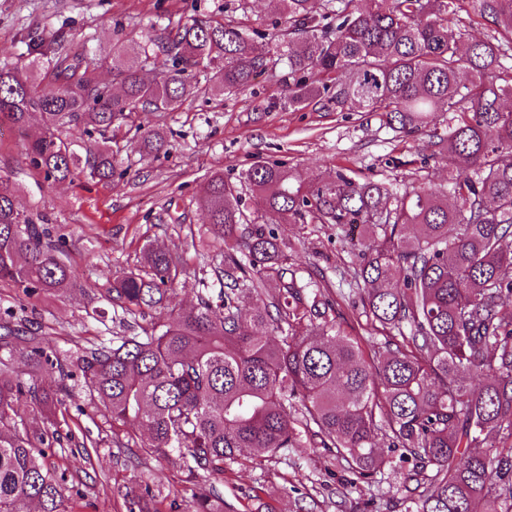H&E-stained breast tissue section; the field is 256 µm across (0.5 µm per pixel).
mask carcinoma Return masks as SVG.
Instances as JSON below:
<instances>
[{"label":"carcinoma","mask_w":512,"mask_h":512,"mask_svg":"<svg viewBox=\"0 0 512 512\" xmlns=\"http://www.w3.org/2000/svg\"><path fill=\"white\" fill-rule=\"evenodd\" d=\"M288 19L253 34L198 17L166 28L126 59L122 39L100 61L98 81L84 53L63 38L36 48L28 68H0V124L42 132L25 156L44 178L107 181L116 170L110 132L134 131L148 154L163 132L133 116L167 112L199 93L191 80L211 68L212 91H243L268 69L288 66V105L323 96L380 112L399 138L426 131V148L448 166V187L397 188L345 172L307 184L279 162H260L243 179L257 204L282 224L361 226L351 286L374 336H349L333 302L298 276L292 244L246 220L242 194L216 171L200 206L207 231L224 244L218 292L203 288L161 324L114 335L78 355L94 405L112 426L148 431L142 448L172 461L194 482L188 512H224V483L211 479L245 448L276 458L321 448L345 464L347 483H370L382 465L383 434L398 462L426 480L417 512L512 510V42L466 36L453 0H269ZM482 14L512 33V0H480ZM52 54L51 83L33 72ZM160 67L146 81L144 67ZM322 75V85L307 81ZM448 113L440 130L433 114ZM79 130L75 137L73 130ZM410 224L420 233L408 236ZM181 257L148 247L142 266L108 289L113 311L130 317L164 305ZM0 281L60 295L76 286L61 241L19 210L0 176ZM0 343L22 345V376L0 365V512H66L65 476L46 464L60 443L66 400L43 378L63 372L45 340L4 327ZM26 402L49 427L31 430ZM498 448L494 456L473 448ZM129 512H150V485L125 493Z\"/></svg>","instance_id":"carcinoma-1"}]
</instances>
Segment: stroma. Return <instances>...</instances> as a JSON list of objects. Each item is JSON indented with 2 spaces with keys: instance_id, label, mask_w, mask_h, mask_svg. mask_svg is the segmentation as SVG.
Returning a JSON list of instances; mask_svg holds the SVG:
<instances>
[{
  "instance_id": "35a3bbf8",
  "label": "stroma",
  "mask_w": 512,
  "mask_h": 512,
  "mask_svg": "<svg viewBox=\"0 0 512 512\" xmlns=\"http://www.w3.org/2000/svg\"><path fill=\"white\" fill-rule=\"evenodd\" d=\"M196 16L231 20L248 31L271 30L275 20L269 0H0V67H24L33 34L47 45L67 37L95 63L111 56L120 33L133 60L145 40ZM287 72L279 65L258 75L247 90L225 96L211 91L209 73H199L196 97L175 111L147 115L151 126L166 131L168 152L142 155L132 134L113 133L120 173L108 182L44 181L26 160L22 138L1 126L0 175L14 183L20 210L64 237L78 286L59 296L29 294L2 281L0 313L13 311L67 363L86 346L111 338L117 325L105 292L116 275L138 266L146 247L183 257L169 307L192 303L201 286L217 287L214 270L222 245L205 234V213L196 204L216 170L236 181L255 162L266 160L285 163L308 182L342 169L397 185L445 182V165L426 156V135L395 138L380 113L332 102L287 107ZM246 206L247 215L275 226L279 239L293 244L291 258L301 274L322 271L344 330L360 335L349 296L353 268L341 231L328 224L279 223L276 215L257 210L251 198ZM45 384L54 390L64 385L71 392L61 443L48 463L85 490L80 512H126L118 488L137 490L148 482L162 486L157 512H186L194 486L185 473L167 461L144 457L139 446L113 447L112 425L95 412L81 374L65 380L53 375ZM86 438L99 441L97 453L85 454L81 443ZM346 477L320 448H292L275 459L248 449L224 468V512H407L415 500L408 465H383L374 482L355 488Z\"/></svg>"
}]
</instances>
